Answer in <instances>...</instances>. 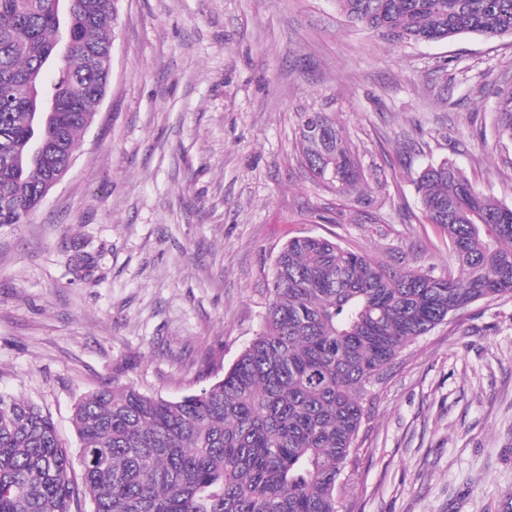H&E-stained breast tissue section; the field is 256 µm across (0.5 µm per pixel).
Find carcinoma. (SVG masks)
<instances>
[{
    "instance_id": "cac0c4a2",
    "label": "carcinoma",
    "mask_w": 512,
    "mask_h": 512,
    "mask_svg": "<svg viewBox=\"0 0 512 512\" xmlns=\"http://www.w3.org/2000/svg\"><path fill=\"white\" fill-rule=\"evenodd\" d=\"M350 24L395 43L512 37V0H336ZM109 0H0V224L40 204L95 115L110 76ZM55 79L48 83L45 73ZM495 135L512 143V89ZM302 165L339 197L368 182L322 112L298 120ZM424 219L454 269H390L324 237L275 259L261 331L224 377L173 401L110 383L74 405L80 480L53 420L0 392V512H341L368 386L448 316L512 296V207L451 162L415 181Z\"/></svg>"
}]
</instances>
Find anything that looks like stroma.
I'll use <instances>...</instances> for the list:
<instances>
[{
  "label": "stroma",
  "mask_w": 512,
  "mask_h": 512,
  "mask_svg": "<svg viewBox=\"0 0 512 512\" xmlns=\"http://www.w3.org/2000/svg\"><path fill=\"white\" fill-rule=\"evenodd\" d=\"M115 7L110 83L69 172L0 225V391L39 405L73 452L75 402L112 379L170 400L221 379L261 329L289 238L440 273L425 167L453 161L512 206V144L493 133L511 37L391 43L335 0ZM303 112L382 176L381 207L310 177ZM370 391L351 512H512V296L449 316Z\"/></svg>",
  "instance_id": "obj_1"
}]
</instances>
